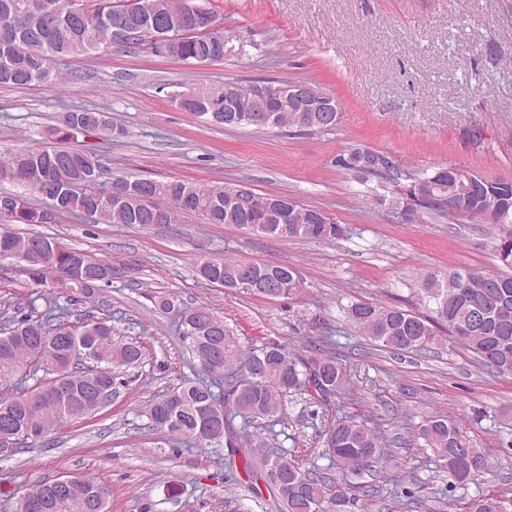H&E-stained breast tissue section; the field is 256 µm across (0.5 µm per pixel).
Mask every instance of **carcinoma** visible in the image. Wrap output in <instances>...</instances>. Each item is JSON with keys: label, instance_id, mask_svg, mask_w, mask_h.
I'll return each mask as SVG.
<instances>
[{"label": "carcinoma", "instance_id": "carcinoma-1", "mask_svg": "<svg viewBox=\"0 0 512 512\" xmlns=\"http://www.w3.org/2000/svg\"><path fill=\"white\" fill-rule=\"evenodd\" d=\"M72 0H0V86H26L58 78L59 68L101 51L124 45L134 48L124 32L146 27L158 34L181 36V61L195 65L218 60L224 43L205 32L206 19L214 14L206 4L193 14L183 11L181 0H88L90 8L71 6ZM258 85L235 84L228 106L239 111L252 108ZM195 115L211 111L201 89L184 102ZM268 119L260 129L292 128L305 134L328 133L336 123L325 112H297L286 99L267 105ZM104 132L117 141L128 135L107 112L79 108L63 113L52 128L62 145L19 147L0 156V180L17 190L0 199H21L0 209V260L12 251L26 258L31 277L48 276L63 288L86 297L111 281L112 265L63 244L51 235L21 236L12 224L38 223L40 207L34 197L50 201L63 212L81 213L86 222L98 224H179L189 215L205 224H235L277 239L326 242L344 235L345 227L319 206L294 204L286 218L277 212L245 214L228 198V187L178 179L157 180L120 176L125 202L104 201L101 182L88 176L106 169L100 156L67 146L75 136ZM376 151L349 147L336 154L338 169L354 172L361 182L375 179L396 188L391 212L405 221L421 215L470 223L490 222V214L504 215L501 224L512 225V182L483 176L455 177L454 167L417 172L398 164L370 167ZM419 182L431 199L403 208V192ZM453 197L456 212L437 200ZM508 270L456 271L439 279L430 276L421 288L432 303V314L423 315L398 306L353 300L341 306L345 324L378 347L397 352H421L434 344L437 326L473 352L487 369L512 375V232L496 243ZM204 281L227 289L244 288L267 299L298 295L304 281L298 271L271 263L226 258L196 264ZM70 308L54 300L43 314L36 308L19 317L0 319V384L17 382L19 391L0 398V434L29 432L21 447L48 437L65 419L84 418L109 405L110 392L122 369L140 363V345L115 337L112 316L85 315L71 322ZM180 330L200 371L214 385L185 381L169 393L149 400L144 416L148 426L167 432L197 447L226 444L241 452L245 473L261 479L276 499L280 512H353L361 497L377 490L356 482L366 472L387 466L395 451L389 440L365 419L333 413L324 429L323 456L336 476H324L315 462L288 457V452L268 444L248 430L258 420L282 425L283 399L304 394L317 407L334 409L336 396L350 386L347 368L328 354L303 355L273 340L245 348L224 318L207 305H196L181 314ZM29 380L34 384L27 388ZM243 426L236 427L235 418ZM424 441L448 473V489H467L492 471L487 457L474 446L452 419H430L419 428ZM280 475L275 484L270 476ZM93 479L78 493L53 479L31 487L16 501V512H109L108 497L98 492ZM466 512H512V490H493L473 496Z\"/></svg>", "mask_w": 512, "mask_h": 512}]
</instances>
